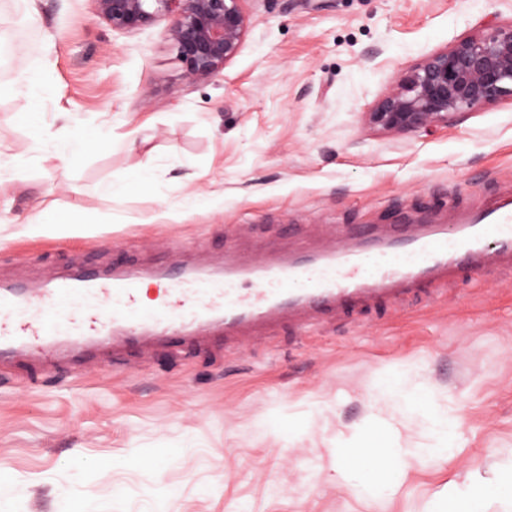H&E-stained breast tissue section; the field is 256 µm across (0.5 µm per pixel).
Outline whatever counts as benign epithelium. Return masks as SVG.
Wrapping results in <instances>:
<instances>
[{"label":"benign epithelium","instance_id":"obj_1","mask_svg":"<svg viewBox=\"0 0 512 512\" xmlns=\"http://www.w3.org/2000/svg\"><path fill=\"white\" fill-rule=\"evenodd\" d=\"M96 15L112 29L133 33L166 17L167 40L187 76L218 75L238 52L247 23L243 0H94ZM512 99V25L457 41L425 57L365 113L387 135H417L448 126L474 108Z\"/></svg>","mask_w":512,"mask_h":512}]
</instances>
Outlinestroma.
<instances>
[{
	"mask_svg": "<svg viewBox=\"0 0 512 512\" xmlns=\"http://www.w3.org/2000/svg\"><path fill=\"white\" fill-rule=\"evenodd\" d=\"M248 32L220 75L188 79L168 20L113 30L94 0H0V152L24 154L31 119L51 134L108 129L80 162L38 154L0 185V277L79 264L133 265L233 247L249 253L365 224L452 221L512 194V101L420 137L378 132L366 112L426 56L491 25L512 0H245ZM48 89L9 93L22 72ZM148 174L126 196L101 188ZM196 193L183 210L184 194ZM111 217L108 231L28 236L35 212ZM431 395L461 447L396 477L381 504L344 467L366 419L427 448L419 419L389 405L392 380ZM0 371V512H451L448 487L512 475V268L489 259L439 301L284 327L274 346L139 355L100 375L69 360ZM147 462L129 469L127 457Z\"/></svg>",
	"mask_w": 512,
	"mask_h": 512,
	"instance_id": "obj_1",
	"label": "stroma"
}]
</instances>
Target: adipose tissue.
<instances>
[{"mask_svg": "<svg viewBox=\"0 0 512 512\" xmlns=\"http://www.w3.org/2000/svg\"><path fill=\"white\" fill-rule=\"evenodd\" d=\"M406 377L400 376L393 387L397 403L406 416L422 418L428 423L438 448L458 447L461 439L460 424L448 412L433 409L426 394L407 390ZM359 454L348 460L351 469H362L367 473L365 481L359 486L360 495L379 499L389 478L397 470L407 469L412 463L431 456L428 448H400L394 445L386 433L378 429L374 422H367L358 435ZM512 497V479L508 481H488L474 490L449 489L448 499L456 512H482L484 501Z\"/></svg>", "mask_w": 512, "mask_h": 512, "instance_id": "obj_1", "label": "adipose tissue"}]
</instances>
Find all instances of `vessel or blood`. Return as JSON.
Returning <instances> with one entry per match:
<instances>
[{
    "label": "vessel or blood",
    "instance_id": "b4317fda",
    "mask_svg": "<svg viewBox=\"0 0 512 512\" xmlns=\"http://www.w3.org/2000/svg\"><path fill=\"white\" fill-rule=\"evenodd\" d=\"M512 263V195L452 225L377 228L310 250L271 254L236 250L193 262L133 267L120 262L40 280L0 279V366L31 357L55 362L61 351L111 358L139 349L182 352L224 337L225 349L269 340L283 323L297 327L343 307L398 301L427 284L442 290L462 263L486 257ZM165 284L163 309L143 307L144 283Z\"/></svg>",
    "mask_w": 512,
    "mask_h": 512
}]
</instances>
